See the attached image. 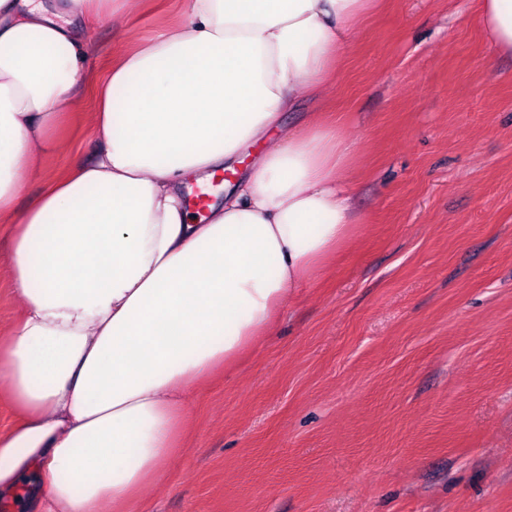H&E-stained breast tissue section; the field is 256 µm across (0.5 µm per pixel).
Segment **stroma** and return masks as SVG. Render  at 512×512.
<instances>
[{
    "mask_svg": "<svg viewBox=\"0 0 512 512\" xmlns=\"http://www.w3.org/2000/svg\"><path fill=\"white\" fill-rule=\"evenodd\" d=\"M181 0L81 35V108L44 179L90 161L95 89ZM480 0H380L321 104L350 147L359 231L267 336L186 400L184 450L135 512H512V56ZM0 224V336L22 313Z\"/></svg>",
    "mask_w": 512,
    "mask_h": 512,
    "instance_id": "1",
    "label": "stroma"
}]
</instances>
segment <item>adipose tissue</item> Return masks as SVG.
Wrapping results in <instances>:
<instances>
[{
    "label": "adipose tissue",
    "instance_id": "ef3b65f1",
    "mask_svg": "<svg viewBox=\"0 0 512 512\" xmlns=\"http://www.w3.org/2000/svg\"><path fill=\"white\" fill-rule=\"evenodd\" d=\"M129 0H0V223L24 302L0 337V499L25 512H125L179 451L188 394L231 365L297 288L358 231L352 155L317 117L272 132L338 69L371 0H183L173 27L115 60L96 90L94 159L19 180L61 147L89 44ZM494 50L512 53V0H481ZM264 151L243 171L250 145ZM224 203L195 223L184 189L221 171Z\"/></svg>",
    "mask_w": 512,
    "mask_h": 512
}]
</instances>
